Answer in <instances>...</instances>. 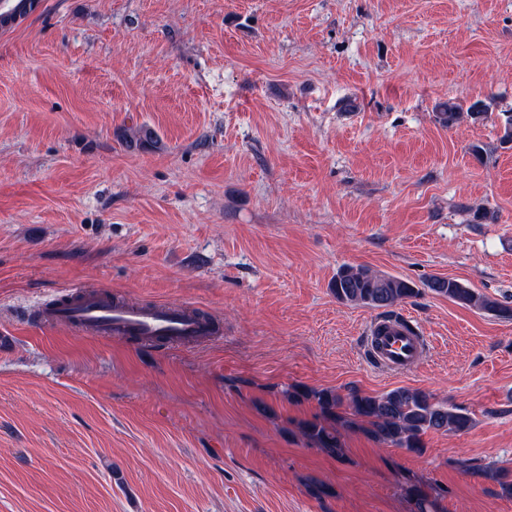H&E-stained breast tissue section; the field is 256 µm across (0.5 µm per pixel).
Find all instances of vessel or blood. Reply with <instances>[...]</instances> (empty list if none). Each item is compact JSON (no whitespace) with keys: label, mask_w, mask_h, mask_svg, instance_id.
<instances>
[{"label":"vessel or blood","mask_w":512,"mask_h":512,"mask_svg":"<svg viewBox=\"0 0 512 512\" xmlns=\"http://www.w3.org/2000/svg\"><path fill=\"white\" fill-rule=\"evenodd\" d=\"M43 324H68L84 335L147 343L186 346L206 340L211 326L181 304L138 306L100 295L55 301L42 310ZM365 346L379 368L405 373L413 369L429 347V340L412 323L379 318L367 332Z\"/></svg>","instance_id":"obj_1"}]
</instances>
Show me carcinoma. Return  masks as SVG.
I'll return each instance as SVG.
<instances>
[{
	"label": "carcinoma",
	"mask_w": 512,
	"mask_h": 512,
	"mask_svg": "<svg viewBox=\"0 0 512 512\" xmlns=\"http://www.w3.org/2000/svg\"><path fill=\"white\" fill-rule=\"evenodd\" d=\"M487 104L476 100L464 108L450 100L438 105L437 118L444 127H454L464 119L486 115ZM118 138L129 149L154 147V132L141 126L124 129ZM427 289L461 305L489 311L504 320H512V305L478 294L461 282L436 276L426 282ZM329 288L336 300L381 311L384 317L395 314L394 307L421 295L414 283L396 276L383 275L368 267L345 266L336 272ZM288 400L312 401L317 414L299 424L302 436L332 456L343 451L339 429L359 432L368 439L389 447L401 448L421 456L426 452L424 435L430 431L464 433L472 425L471 417L457 406L439 402L423 390L397 387L380 395L365 393L355 386L340 392L334 388L309 389L297 386L288 392ZM460 465L481 477L487 491L496 497L512 499V469L496 464L474 466L465 460ZM405 492L415 512H434L436 501L425 493L414 478L405 477Z\"/></svg>",
	"instance_id": "obj_1"
}]
</instances>
